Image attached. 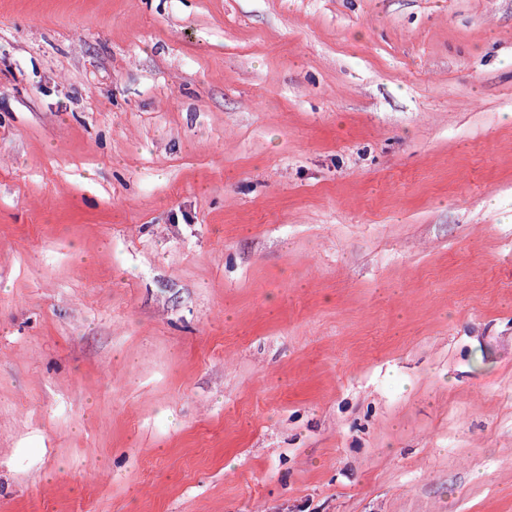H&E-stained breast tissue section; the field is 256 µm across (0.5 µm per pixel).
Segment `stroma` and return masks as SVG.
<instances>
[{
    "instance_id": "stroma-1",
    "label": "stroma",
    "mask_w": 512,
    "mask_h": 512,
    "mask_svg": "<svg viewBox=\"0 0 512 512\" xmlns=\"http://www.w3.org/2000/svg\"><path fill=\"white\" fill-rule=\"evenodd\" d=\"M0 512H512V0H0Z\"/></svg>"
}]
</instances>
